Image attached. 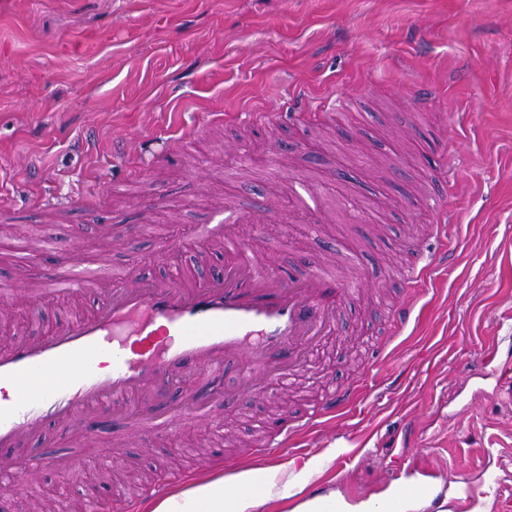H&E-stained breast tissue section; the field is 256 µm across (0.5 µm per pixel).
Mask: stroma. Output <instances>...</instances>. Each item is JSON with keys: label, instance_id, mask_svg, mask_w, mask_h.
Listing matches in <instances>:
<instances>
[{"label": "stroma", "instance_id": "35a3bbf8", "mask_svg": "<svg viewBox=\"0 0 512 512\" xmlns=\"http://www.w3.org/2000/svg\"><path fill=\"white\" fill-rule=\"evenodd\" d=\"M427 88L432 111H414ZM352 94L359 106L340 123L230 118ZM190 120L203 131L174 153ZM445 150L458 157V222L442 246L426 198ZM268 202L276 210L259 221ZM223 206L262 262L293 274L327 263L353 288L335 332L287 380L262 376L258 394L239 387L256 370L244 357L209 381L186 378L182 390L212 399L206 427L129 423L83 438L46 427L33 454L67 464L39 469L32 494L0 496V512L91 494L112 512L102 471L133 491L168 473L180 448L192 461L222 448L208 476H229L240 448L331 383L362 395L288 451L253 458L273 489L318 482L354 503L424 482L462 512L512 497V388L499 379L512 364V0H0V289L11 291L0 342L92 312L109 286L97 258L148 278L223 267V244L197 232ZM161 235L181 250L159 254ZM443 247L447 264L391 335L399 265ZM76 260L87 290L34 309L24 285ZM313 457L326 468L301 475Z\"/></svg>", "mask_w": 512, "mask_h": 512}]
</instances>
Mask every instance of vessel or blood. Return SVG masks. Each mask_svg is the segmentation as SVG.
Here are the masks:
<instances>
[{"label": "vessel or blood", "mask_w": 512, "mask_h": 512, "mask_svg": "<svg viewBox=\"0 0 512 512\" xmlns=\"http://www.w3.org/2000/svg\"><path fill=\"white\" fill-rule=\"evenodd\" d=\"M452 185L436 208L447 234L456 213ZM218 275L205 281H157L128 267L90 316L35 342L0 344V447L37 435L49 423L90 434L105 419L177 429L199 412L196 396H180L184 376L221 373L249 355L269 371L298 366L317 337L335 326L327 295L338 283L324 272L284 277L265 268L243 241ZM82 270L52 277L34 294L43 308L78 290ZM47 458L0 460V492L25 490Z\"/></svg>", "instance_id": "vessel-or-blood-1"}]
</instances>
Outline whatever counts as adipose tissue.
Listing matches in <instances>:
<instances>
[{
  "mask_svg": "<svg viewBox=\"0 0 512 512\" xmlns=\"http://www.w3.org/2000/svg\"><path fill=\"white\" fill-rule=\"evenodd\" d=\"M270 471L246 468L228 478L202 480L173 492L145 512H257L268 497Z\"/></svg>",
  "mask_w": 512,
  "mask_h": 512,
  "instance_id": "adipose-tissue-1",
  "label": "adipose tissue"
}]
</instances>
